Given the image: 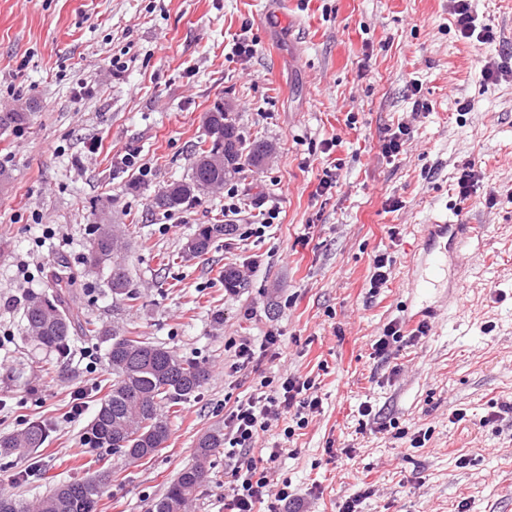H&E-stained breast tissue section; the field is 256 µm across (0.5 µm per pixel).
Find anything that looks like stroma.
<instances>
[{"instance_id": "35a3bbf8", "label": "stroma", "mask_w": 512, "mask_h": 512, "mask_svg": "<svg viewBox=\"0 0 512 512\" xmlns=\"http://www.w3.org/2000/svg\"><path fill=\"white\" fill-rule=\"evenodd\" d=\"M486 42L461 39L448 0H0V436L30 422L50 428L29 457H0V484L33 500L61 481L110 469L97 512H151L226 407L261 377L311 379L322 400L305 428L261 434L249 452L274 464L293 493L290 512H512V0H470ZM254 45L249 57L234 44ZM492 78H485V69ZM427 110L417 111L415 101ZM469 102L463 112L459 103ZM272 159L230 183L254 215L280 206L265 236L217 240L185 253L197 225L224 221V190L177 212L154 208L188 178L216 103ZM400 154L382 152L397 125ZM335 140L331 154L321 141ZM99 142L89 153L90 142ZM137 154L148 174L126 166ZM339 159L336 184L318 192ZM478 183L456 200L462 172ZM139 225L122 254L139 293L113 299L104 271L85 263L100 219ZM474 224L448 285L408 293L407 259L421 225ZM391 261L372 288V262ZM76 281L74 316L133 331L205 366L195 396L167 410L171 434L134 464L86 444L112 383L103 337L74 334L63 360L24 337L23 303L58 265ZM240 288L224 287L225 268ZM437 308L427 336L373 344L390 322ZM282 332L281 359L230 368L229 338ZM82 415L67 420L75 394ZM371 415H361L362 406ZM420 447H413V439ZM216 450L194 512H224Z\"/></svg>"}]
</instances>
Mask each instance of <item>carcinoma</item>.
I'll return each mask as SVG.
<instances>
[{
  "label": "carcinoma",
  "mask_w": 512,
  "mask_h": 512,
  "mask_svg": "<svg viewBox=\"0 0 512 512\" xmlns=\"http://www.w3.org/2000/svg\"><path fill=\"white\" fill-rule=\"evenodd\" d=\"M208 143L199 148L189 179L169 184L155 198V206L176 211L196 202L209 190L236 178L243 163L262 164L271 147L261 139L246 142L223 106L204 116ZM234 224H202L187 241L185 252L206 253L213 242L232 236ZM87 263L107 270L108 284L115 298L135 302L139 294L130 287L127 269L119 259L122 235L114 224H94L90 228ZM75 282L64 273L51 276L47 291L25 299L24 321L27 338L34 344L63 356L70 350L71 334L78 329L87 337L96 336L90 323L76 320L69 307ZM105 359L112 368V388L87 429L86 439L94 448H110L130 462L151 459L163 447L170 427L163 405L175 406L195 395L208 379L203 366L183 360L168 348L140 336L116 331L106 334ZM48 429L32 422L16 435L0 437V456H12L39 448ZM224 447V434L203 435L195 448V463L182 470L166 493L155 503V512H190L196 492L204 481L206 463L216 449ZM101 483L92 480L63 482L49 495L24 502L0 493V512H96Z\"/></svg>",
  "instance_id": "carcinoma-1"
}]
</instances>
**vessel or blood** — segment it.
Here are the masks:
<instances>
[{"label": "vessel or blood", "instance_id": "1", "mask_svg": "<svg viewBox=\"0 0 512 512\" xmlns=\"http://www.w3.org/2000/svg\"><path fill=\"white\" fill-rule=\"evenodd\" d=\"M473 230L468 224H426L423 225L420 239L425 251V272L411 276L408 287L416 288L421 283L439 285L440 279L447 271L448 253L462 249L472 237Z\"/></svg>", "mask_w": 512, "mask_h": 512}]
</instances>
